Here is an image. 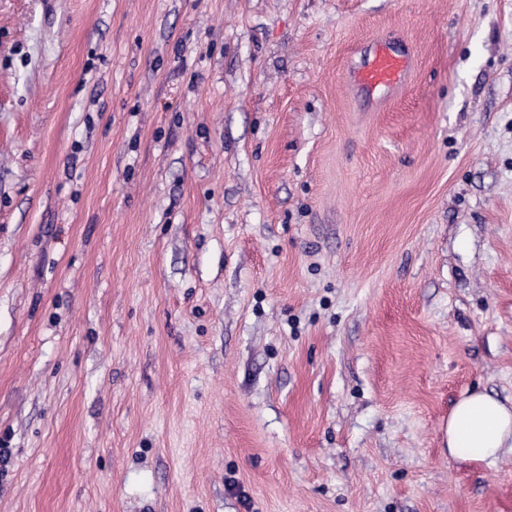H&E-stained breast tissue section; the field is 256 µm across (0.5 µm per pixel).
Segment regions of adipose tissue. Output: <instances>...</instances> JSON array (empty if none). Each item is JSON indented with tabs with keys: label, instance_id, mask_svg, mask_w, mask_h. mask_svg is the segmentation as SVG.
Instances as JSON below:
<instances>
[{
	"label": "adipose tissue",
	"instance_id": "adipose-tissue-1",
	"mask_svg": "<svg viewBox=\"0 0 512 512\" xmlns=\"http://www.w3.org/2000/svg\"><path fill=\"white\" fill-rule=\"evenodd\" d=\"M445 435L450 456L495 460L512 447V406L482 391L467 392L452 407Z\"/></svg>",
	"mask_w": 512,
	"mask_h": 512
}]
</instances>
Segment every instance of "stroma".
<instances>
[{
  "label": "stroma",
  "mask_w": 512,
  "mask_h": 512,
  "mask_svg": "<svg viewBox=\"0 0 512 512\" xmlns=\"http://www.w3.org/2000/svg\"><path fill=\"white\" fill-rule=\"evenodd\" d=\"M475 389L512 0H0V512H512L445 445ZM410 66V56L394 49L390 41L377 44L372 59L351 73V82L362 90L393 91L399 88Z\"/></svg>",
  "instance_id": "stroma-1"
}]
</instances>
